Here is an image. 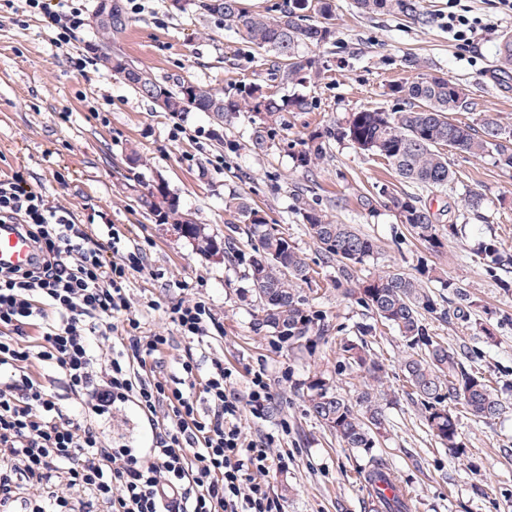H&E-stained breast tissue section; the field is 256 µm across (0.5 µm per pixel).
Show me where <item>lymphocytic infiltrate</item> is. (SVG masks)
Returning <instances> with one entry per match:
<instances>
[{
    "label": "lymphocytic infiltrate",
    "instance_id": "obj_1",
    "mask_svg": "<svg viewBox=\"0 0 512 512\" xmlns=\"http://www.w3.org/2000/svg\"><path fill=\"white\" fill-rule=\"evenodd\" d=\"M0 224L16 225L36 250L31 268L0 267V512H76L67 495L73 488L102 512H282L265 481L279 434L250 439L242 426L246 413L266 419L269 378L254 372L241 394L223 359L202 368L192 353L214 322L209 303L191 298L168 308L190 351L179 378L160 379L148 361L171 339L142 335L126 295L130 278L145 269L140 248L111 224L89 233L69 210L16 180L0 181ZM40 319V340L28 344L26 328ZM95 333L112 341L105 356L90 347ZM45 358L72 393L95 398L99 412L135 403L151 422L150 448L103 447L92 428L64 416L31 372ZM24 484L33 497H20Z\"/></svg>",
    "mask_w": 512,
    "mask_h": 512
}]
</instances>
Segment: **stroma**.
Masks as SVG:
<instances>
[{"mask_svg": "<svg viewBox=\"0 0 512 512\" xmlns=\"http://www.w3.org/2000/svg\"><path fill=\"white\" fill-rule=\"evenodd\" d=\"M123 2L130 25L115 46L158 81L173 85L185 79L226 89L252 83L280 95H306L312 109L282 113L271 148L258 154L249 148L254 115L246 111L226 113L220 122L209 113L190 112L181 119L183 134L173 135L171 114L88 53L95 27L87 22L60 46L56 29L26 12L22 0H0V180L19 177L24 187L69 209L75 223L115 225L130 245L143 250L146 268L131 279L126 293L144 332L160 330L172 337L161 376H178L186 353L165 309L198 295L208 300L217 322L207 345L193 350L198 363L223 358L241 389L261 368L271 380L266 421L247 417L243 426L251 438L288 429L281 442L288 462L266 477L283 512H373L369 488L358 477L373 456L409 491L411 512H512V292L500 285L503 271H489L477 256L480 242L489 238L512 254V168L448 150L453 183L422 192L421 199L438 224H460L462 234L434 252L397 217L390 196L404 191V184L339 135L351 113L403 108L392 87L413 81L421 71L446 74L465 86L473 108L460 113V120L476 124L488 115L512 126V73L501 75L497 62L502 35H512V16L503 13L498 0H461L483 24L473 42L462 43L448 35V0H424L434 17L428 26L397 15H363L353 0H335L336 38L315 51L324 67L321 76L283 85L273 78L271 54L240 43L217 19L176 8L172 0ZM410 55L419 58L420 69L407 67ZM327 130L333 136L319 164L296 167L293 155L304 141ZM133 152L141 157L135 165L129 161ZM159 181L207 234L219 241L235 237L245 254L251 246L245 235L235 233V217L224 201L242 194L263 210L268 223L286 232L316 270L303 293L323 316L327 332L293 350L269 329L255 330L258 309L244 265L220 252H200L174 225L159 223L140 207L139 196ZM472 192L484 198L483 219H474L466 208ZM369 193L378 199L371 212L358 204ZM300 194L375 241L377 250L359 267V278L396 270L414 274L427 266L470 297L472 304L460 318L453 292L431 285L450 311L447 320H431V330L488 379L504 403L490 420L460 414L464 453L439 443L420 405L405 394L400 362L407 346L398 332L375 323L357 296L334 288L337 268L323 262L295 209ZM363 326L368 335L360 334ZM362 337L385 368L376 401L386 423L368 452L342 447L304 402L307 380L321 374L359 404L369 381L345 364L340 345ZM35 371L63 414L91 425L105 444L151 445L152 428L134 403L100 415L91 399L70 392L53 361L38 362Z\"/></svg>", "mask_w": 512, "mask_h": 512, "instance_id": "obj_1", "label": "stroma"}]
</instances>
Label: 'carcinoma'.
Returning a JSON list of instances; mask_svg holds the SVG:
<instances>
[{
	"label": "carcinoma",
	"instance_id": "cac0c4a2",
	"mask_svg": "<svg viewBox=\"0 0 512 512\" xmlns=\"http://www.w3.org/2000/svg\"><path fill=\"white\" fill-rule=\"evenodd\" d=\"M202 15L217 18L226 30L244 42L273 52L275 75L284 83L304 82L317 70L313 56L301 49L319 48L336 38L330 20L333 0H284L279 14H250L240 0H181ZM423 0H353L355 8L365 14H389L406 17L420 25L432 22V15ZM113 22L97 28L98 39L88 45L94 59L113 75L124 80L142 97L163 103L171 114L211 112L222 120L226 112L246 109L257 114L259 122L251 138L254 152H264L273 141L275 125L282 112H308L312 102L304 96H255L259 87L241 85L234 94H227L209 85L183 80L173 86L158 81L142 66L135 65L112 49V39L124 33L130 20L122 0H110ZM394 92L402 94L406 107L397 112L363 110L349 117L341 136L360 150L380 157L385 164L412 186L443 189L452 181L446 148H454L474 157L489 156L496 165L512 168V128L497 119H482V127L463 123L455 118L459 112L471 110L467 89L445 75H427L397 85ZM311 145L295 154L298 167L315 165L324 151L320 135L310 136ZM309 237L328 263L338 266V288L355 285L360 302L377 320L398 330L409 343L412 353L403 361L404 376L409 384L408 395L421 405L431 434L449 449L464 451L460 441L459 420L446 405L454 402L479 419H492L503 410L502 400L486 383L484 377L469 368L462 357L430 333L426 316L448 318V309L436 299L429 283L437 280L433 270L421 269L416 275L391 272L373 278L354 280V273L377 248L369 236L350 224H338L323 210L311 206L304 197H297ZM141 205L162 224L184 226L183 236L196 242L204 253L217 249L215 240L200 224L187 221L175 198L164 183H157L140 197ZM400 223L409 226L415 237L432 251L445 248L456 227L443 231L434 214L414 194L402 193L393 198ZM245 224L252 253L248 258L247 277L258 303L257 325L269 327L291 346H302L308 335L317 331L318 315L308 307L300 284L312 280L313 269L306 258L283 232L269 228L263 212L244 197L228 202ZM480 255L492 271L512 268V258L494 239L482 243ZM341 350L348 362L363 370L369 379L382 383L383 364L371 352L367 342L346 341ZM309 414L347 448H371L375 431L384 426L385 416L374 393L361 394L366 413L360 414L322 375L306 383ZM364 481L372 487L378 482H392L390 470L382 459L369 460ZM406 492L399 489L391 499L378 500L383 512H407Z\"/></svg>",
	"mask_w": 512,
	"mask_h": 512
}]
</instances>
